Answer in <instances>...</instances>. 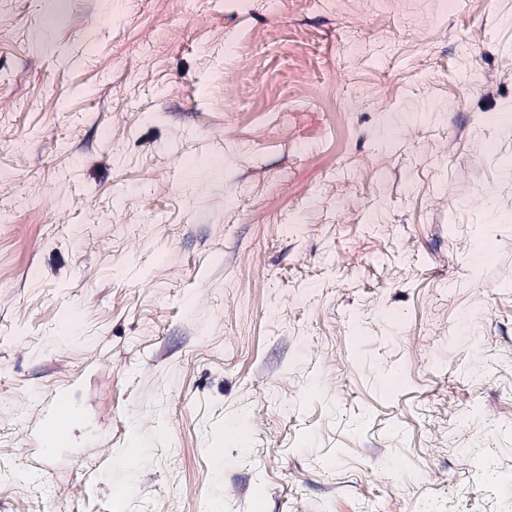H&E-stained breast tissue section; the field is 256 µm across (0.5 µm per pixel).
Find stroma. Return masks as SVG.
I'll list each match as a JSON object with an SVG mask.
<instances>
[{"instance_id": "stroma-1", "label": "stroma", "mask_w": 512, "mask_h": 512, "mask_svg": "<svg viewBox=\"0 0 512 512\" xmlns=\"http://www.w3.org/2000/svg\"><path fill=\"white\" fill-rule=\"evenodd\" d=\"M406 2L0 0V512H512V0ZM47 403L52 408L51 420L44 429L46 449L49 451L51 448L59 447L64 441L67 423L72 419L75 410L67 394L62 391L49 394Z\"/></svg>"}]
</instances>
